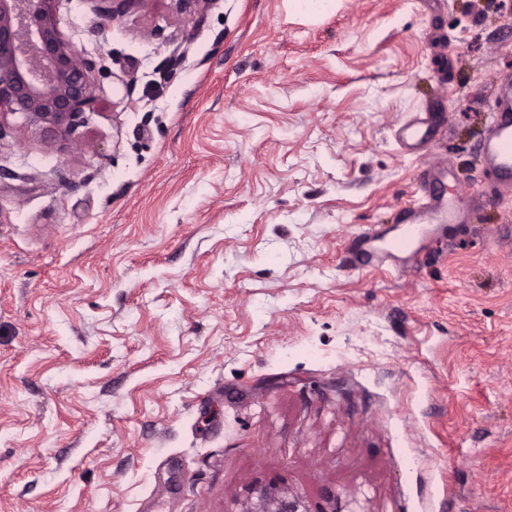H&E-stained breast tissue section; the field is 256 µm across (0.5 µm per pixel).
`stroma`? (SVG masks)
I'll list each match as a JSON object with an SVG mask.
<instances>
[{"mask_svg":"<svg viewBox=\"0 0 512 512\" xmlns=\"http://www.w3.org/2000/svg\"><path fill=\"white\" fill-rule=\"evenodd\" d=\"M93 110L0 115V512H512V200L481 144L512 0H154L98 34ZM429 154L395 129L425 109ZM474 202L418 265L424 167ZM294 503L288 501L287 497H278L268 493H261L259 503L250 507L247 512H297Z\"/></svg>","mask_w":512,"mask_h":512,"instance_id":"stroma-1","label":"stroma"}]
</instances>
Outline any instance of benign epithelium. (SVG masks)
<instances>
[{
    "label": "benign epithelium",
    "instance_id": "1",
    "mask_svg": "<svg viewBox=\"0 0 512 512\" xmlns=\"http://www.w3.org/2000/svg\"><path fill=\"white\" fill-rule=\"evenodd\" d=\"M97 9L98 33L126 7L154 0H106ZM59 0H0V108L20 114L48 143L64 141L93 109L98 63L64 39L56 23ZM247 512H297L286 497L261 493Z\"/></svg>",
    "mask_w": 512,
    "mask_h": 512
}]
</instances>
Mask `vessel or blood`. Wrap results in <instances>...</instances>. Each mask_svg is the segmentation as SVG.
Segmentation results:
<instances>
[{
	"label": "vessel or blood",
	"mask_w": 512,
	"mask_h": 512,
	"mask_svg": "<svg viewBox=\"0 0 512 512\" xmlns=\"http://www.w3.org/2000/svg\"><path fill=\"white\" fill-rule=\"evenodd\" d=\"M438 123L433 114L414 115L399 128L398 135L408 148L425 152L433 141ZM482 158L490 176L491 195L501 198L512 194V80L503 79L493 99L492 124L482 144ZM422 197L403 219V229L394 242L395 252L413 262L416 243L434 234L435 226L455 223L469 201L466 188H459L452 197L435 192L434 187L443 177L440 169L426 168L423 172Z\"/></svg>",
	"instance_id": "b4317fda"
}]
</instances>
